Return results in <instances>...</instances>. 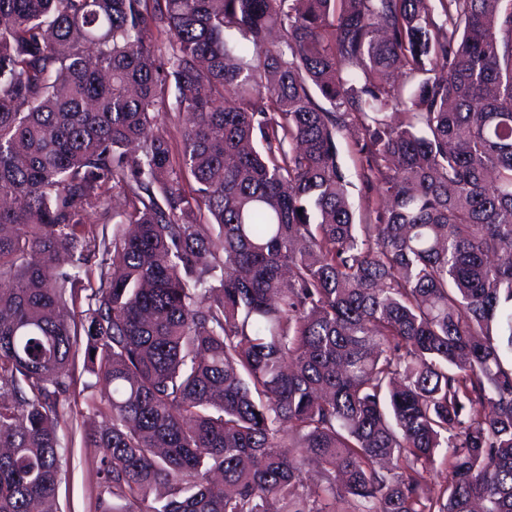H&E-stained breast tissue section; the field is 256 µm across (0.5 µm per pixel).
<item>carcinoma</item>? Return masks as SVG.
Masks as SVG:
<instances>
[{
	"mask_svg": "<svg viewBox=\"0 0 512 512\" xmlns=\"http://www.w3.org/2000/svg\"><path fill=\"white\" fill-rule=\"evenodd\" d=\"M81 346L100 512H512V0H0V512ZM361 136L356 130L344 132L339 139L341 160L348 180L353 184L349 187L350 199L356 210V215L365 218V201L361 193V182L359 179V160L357 154V143ZM112 208L114 210L121 212L124 210L125 202L122 195L112 196V204L111 210L108 216L103 215L100 211H90L87 217V224L85 225L86 237H88L92 242L93 239L98 242L105 236L106 238H111L112 236Z\"/></svg>",
	"mask_w": 512,
	"mask_h": 512,
	"instance_id": "1",
	"label": "carcinoma"
}]
</instances>
